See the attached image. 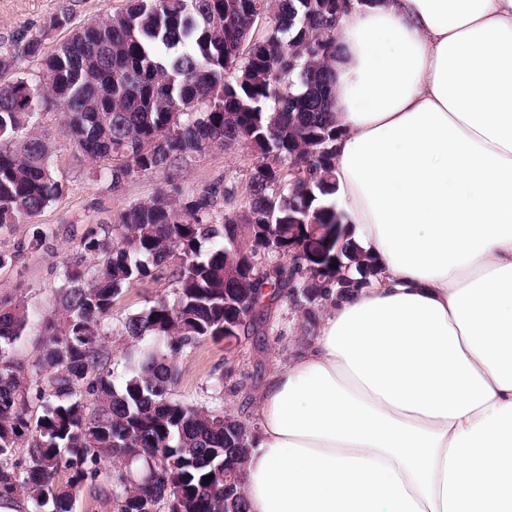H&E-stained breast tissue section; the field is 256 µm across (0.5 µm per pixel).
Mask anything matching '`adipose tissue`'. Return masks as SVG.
<instances>
[{
  "mask_svg": "<svg viewBox=\"0 0 512 512\" xmlns=\"http://www.w3.org/2000/svg\"><path fill=\"white\" fill-rule=\"evenodd\" d=\"M334 202L376 256L258 395L246 512H512V0H350Z\"/></svg>",
  "mask_w": 512,
  "mask_h": 512,
  "instance_id": "1",
  "label": "adipose tissue"
}]
</instances>
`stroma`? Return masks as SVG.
<instances>
[{
    "label": "stroma",
    "instance_id": "stroma-1",
    "mask_svg": "<svg viewBox=\"0 0 512 512\" xmlns=\"http://www.w3.org/2000/svg\"><path fill=\"white\" fill-rule=\"evenodd\" d=\"M126 0H0V56L15 60L12 71L1 79L26 81L30 88L40 85L39 60L25 56L23 38L45 36L47 48H55L72 29L93 19L122 10ZM69 22L54 28L56 17ZM27 133L46 137L52 150L53 173L64 184L65 193L41 213L0 229V251L14 260L0 269V300H22L42 313L57 308L59 277L65 264L81 253L82 233L101 224L118 223L131 206L164 193L184 198L210 186H220L213 212L215 220L242 213L248 206L249 183L260 154L250 145H212L187 154L177 177L166 170L140 175L118 190L107 177V162L94 163L84 157L63 127L59 107L38 109ZM47 234L43 246L31 247L34 232ZM167 273L126 288L114 302L109 320L115 363L122 354L138 349L137 340L125 334L127 318L161 297H171ZM307 333L300 311L289 299H282L268 315L262 332L248 333L227 344L209 339L183 348L177 355L180 370L172 389L175 401L203 405L224 411L249 426H257L252 403L268 375L288 360L290 350L300 345Z\"/></svg>",
    "mask_w": 512,
    "mask_h": 512
}]
</instances>
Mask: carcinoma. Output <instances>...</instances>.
I'll return each mask as SVG.
<instances>
[{
	"instance_id": "1",
	"label": "carcinoma",
	"mask_w": 512,
	"mask_h": 512,
	"mask_svg": "<svg viewBox=\"0 0 512 512\" xmlns=\"http://www.w3.org/2000/svg\"><path fill=\"white\" fill-rule=\"evenodd\" d=\"M255 2L127 0L99 27L81 25L49 52L42 38L27 40L26 55L41 59V101L60 107L65 130L89 160L115 161L112 189L139 174L172 171L187 153L214 143L243 142L262 161L244 213L213 223L214 187L178 201L153 197L126 210L120 223L84 234L81 256L65 265L58 287L60 314H38L23 302L0 305V503L22 497L32 512H76L88 492L116 501L117 512H172L174 501L179 512H246L243 468L253 429L171 399L178 371L170 357L208 337L231 339L226 323L246 333L264 323L249 312L267 287L274 301L302 289L294 305L313 327L330 295L368 287L374 277L352 279L379 272L350 232L329 240L320 277L282 265L270 278L232 264L234 252H253L255 242L231 245L229 224H273V245L286 256L288 225H300L304 236L307 224L334 232L342 223L332 200L336 0H279L271 30L241 59L238 43L252 34ZM27 88L22 80L0 84L1 229L65 192L45 138L15 143L36 107ZM285 164L296 171L283 191ZM338 253L352 270L331 267ZM88 257L102 262L88 266ZM173 259L174 301L160 298L127 318L128 335L150 342L126 353L116 380L112 305ZM34 324L42 340L27 365L12 350ZM81 387L91 403L75 398ZM125 456L143 468L141 479L127 481L116 469Z\"/></svg>"
}]
</instances>
